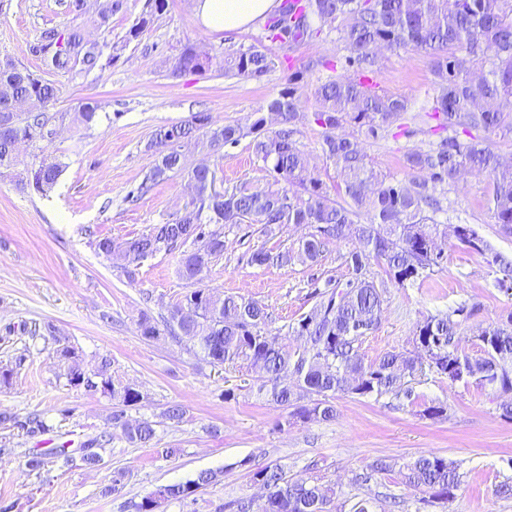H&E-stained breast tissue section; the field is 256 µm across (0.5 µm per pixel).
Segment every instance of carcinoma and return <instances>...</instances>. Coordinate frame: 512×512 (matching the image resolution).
<instances>
[{
	"label": "carcinoma",
	"instance_id": "obj_1",
	"mask_svg": "<svg viewBox=\"0 0 512 512\" xmlns=\"http://www.w3.org/2000/svg\"><path fill=\"white\" fill-rule=\"evenodd\" d=\"M111 7L98 15L93 27L72 25L47 28L33 47L53 71L73 77L112 65L103 59V47L111 32ZM333 25L349 55L346 62L357 68L356 80L329 77L315 85L314 122L322 128V151L337 170L336 197H330L320 175L310 169L306 154L293 140L290 124L300 108L297 89L290 87L268 102L267 109L279 114L283 127L267 134L264 118L244 128L228 124L213 127L203 113L188 125L173 126L155 133L152 144L157 158L137 192L146 193L172 174H184L195 185L196 196L184 211L164 224H156L144 234L128 239L116 250L107 238L96 246L112 264L134 274L140 261L162 251L184 247L178 261L180 278L198 284L184 296L164 320L142 317L141 336L155 339L166 331L194 340L213 365L241 362L258 376V392L286 409L302 422L333 420L336 408L330 398L338 393L353 397L382 396L411 398L406 375L426 363L451 382L475 379L484 385L512 392V313L479 332L482 355L471 357L456 345L461 320L472 311L461 306L451 313L427 317L417 326L414 342L425 359L389 351L372 362L359 353L360 338L379 323L384 289L369 272V261L385 267L390 281L399 286L415 281L442 265L443 256L430 257L433 240L428 225H437L441 211L430 184L450 183L468 168L488 177L487 202L494 223L512 234V168L502 167L491 148L490 136L512 135V0H283L266 24L272 41L298 42ZM412 48L431 57V74L438 94L431 118L443 131L458 130L468 135L446 136L428 148H416L406 155L415 172L409 185L393 183L366 162L358 142L336 134L346 124L376 137L391 127H403L408 112L404 96L379 92L370 75L378 64L380 47ZM212 64L209 54L186 44L175 72H202ZM487 68L474 77L472 69ZM274 66L262 46L224 51V72L258 80ZM57 97L55 85L10 59H0V170L18 165L15 155L20 142H50L49 127L55 116L45 112H22L18 104L35 99L47 104ZM77 127L97 123V106L90 102L67 114ZM252 137L255 157L271 172L263 182L243 183L231 190L216 187L218 177L210 168L188 167L183 147L192 142L217 151ZM62 165L50 156L18 179L22 189L44 194L56 183ZM369 221L358 220L361 212ZM258 224L260 232L271 234L282 225L304 226L309 232L299 242L298 252L310 263L323 257L330 239L354 241L346 263L352 277L324 291L315 290L311 310L292 328L304 340L305 354L293 357L279 338L262 331L269 319L267 308L257 301L233 295L223 297L199 286L213 259L224 253V225ZM458 243L472 254L491 258L503 273L500 282L512 283V255L495 252L476 229L464 225ZM292 252L275 255L257 250L248 263L256 266L276 262L286 265ZM59 357L72 361L67 378L73 386L94 388L117 394L126 406L141 400L139 391L125 387L116 391L102 364L89 375L77 364L76 352L64 346ZM111 421L125 430L128 438L141 444L152 442L156 431L152 422L130 424L124 412L112 413ZM392 466L377 460L355 472L353 483L363 488ZM403 483L422 494L418 502L446 503L456 498L461 480L457 468L438 455H421L399 468ZM213 470H202L185 483L164 486L158 499L148 496L131 504L133 512H156L165 501L187 500L197 490L217 482ZM266 490L261 512H336L335 491L315 475L295 479L282 465H267L253 472Z\"/></svg>",
	"mask_w": 512,
	"mask_h": 512
}]
</instances>
